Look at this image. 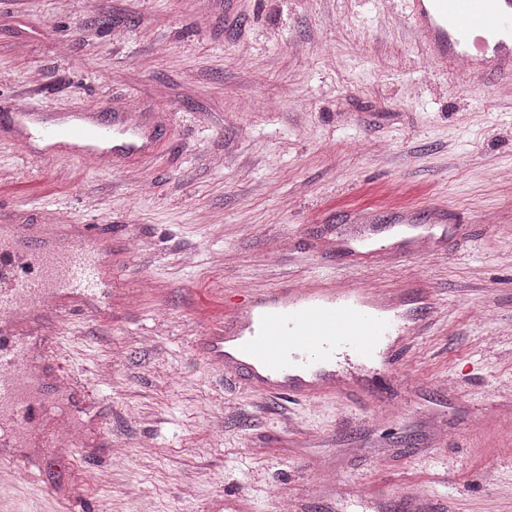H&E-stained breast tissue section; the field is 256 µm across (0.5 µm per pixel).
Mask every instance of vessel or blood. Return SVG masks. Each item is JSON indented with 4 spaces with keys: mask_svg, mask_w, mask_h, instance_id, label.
<instances>
[{
    "mask_svg": "<svg viewBox=\"0 0 512 512\" xmlns=\"http://www.w3.org/2000/svg\"><path fill=\"white\" fill-rule=\"evenodd\" d=\"M410 25L431 61L470 78L512 80V0H410ZM10 144L45 143L46 156L65 152L108 163L151 153L145 124L96 102L74 114L17 107L0 115ZM112 236L97 224L61 234L42 224L0 226V457L16 448H55L57 421L49 349L52 317L80 310L112 312ZM371 286L338 289L335 280L287 283L255 294L223 325L202 337L209 363L243 375L255 394L313 399L341 392L336 359L372 360L399 331L423 335L427 321L402 328L395 314L370 304Z\"/></svg>",
    "mask_w": 512,
    "mask_h": 512,
    "instance_id": "b4317fda",
    "label": "vessel or blood"
}]
</instances>
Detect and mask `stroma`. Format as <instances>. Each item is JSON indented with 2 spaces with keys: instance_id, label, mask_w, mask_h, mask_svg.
Here are the masks:
<instances>
[{
  "instance_id": "stroma-1",
  "label": "stroma",
  "mask_w": 512,
  "mask_h": 512,
  "mask_svg": "<svg viewBox=\"0 0 512 512\" xmlns=\"http://www.w3.org/2000/svg\"><path fill=\"white\" fill-rule=\"evenodd\" d=\"M408 0H0V112L96 101L146 114L154 154L46 162L0 145V224L50 210L112 233V318H64L85 447L0 460V512H250L340 482L402 512H512V83L437 69ZM447 211L433 226L431 207ZM410 211L428 254L352 259L358 226ZM326 277L405 288L431 313L402 369L321 402L255 395L198 340L244 295Z\"/></svg>"
}]
</instances>
